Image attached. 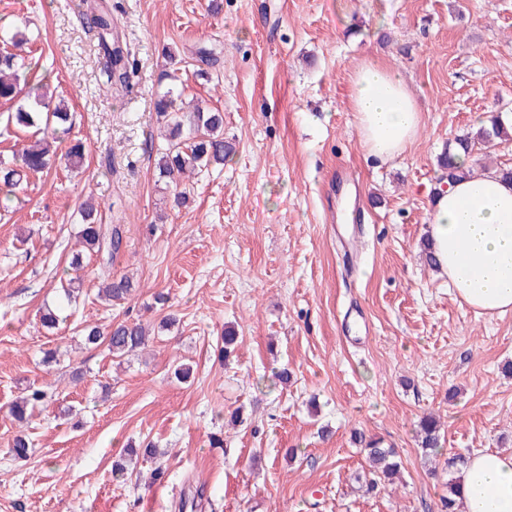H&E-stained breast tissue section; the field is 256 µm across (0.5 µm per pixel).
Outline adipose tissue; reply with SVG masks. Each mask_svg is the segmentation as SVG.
I'll use <instances>...</instances> for the list:
<instances>
[{
    "instance_id": "obj_1",
    "label": "adipose tissue",
    "mask_w": 512,
    "mask_h": 512,
    "mask_svg": "<svg viewBox=\"0 0 512 512\" xmlns=\"http://www.w3.org/2000/svg\"><path fill=\"white\" fill-rule=\"evenodd\" d=\"M349 102L362 142L382 160L403 152L421 123L406 83L384 62L350 77ZM431 242L461 303L481 314L512 310V181L484 170L448 185L434 200ZM459 512H512V455L479 452L461 472Z\"/></svg>"
}]
</instances>
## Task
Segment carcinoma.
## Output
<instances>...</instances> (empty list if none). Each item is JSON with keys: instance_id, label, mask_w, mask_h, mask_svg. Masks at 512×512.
Segmentation results:
<instances>
[{"instance_id": "1", "label": "carcinoma", "mask_w": 512, "mask_h": 512, "mask_svg": "<svg viewBox=\"0 0 512 512\" xmlns=\"http://www.w3.org/2000/svg\"><path fill=\"white\" fill-rule=\"evenodd\" d=\"M86 24L98 31L99 49L103 59L101 74L104 84L125 85L128 82L127 65L123 49L112 34V10L106 8L86 15ZM23 59L17 55L0 53V100H13L20 93L18 81L20 71L25 69ZM174 88H169L160 95L154 104L157 116L169 128V138L157 162L159 176L175 179L186 171L222 165L235 153L233 143L224 139V115L208 108L198 107L192 112H183L175 108L173 99ZM55 124L51 138H42L8 164L0 161V191L13 194L22 189L29 175L43 173L50 169L55 161L74 169L81 166L84 159V145L76 142L64 153L59 154L51 149V143L62 139L69 133L72 125L71 112L64 101L54 104L46 99V95L34 93L28 101L16 108L11 114V122L21 128L38 125L41 116ZM504 123L499 117L491 119L490 126L474 135H463L455 139L454 145L448 147L440 158V167L445 170V177L453 182L470 173L458 163V156L466 157L474 154L476 147L493 138L506 137ZM82 223L77 237L82 249L73 254L70 268L74 272L83 269V252L90 254L107 253L113 259L122 243V230L119 224H103L100 222L98 209L90 204L80 208ZM135 284L127 276L103 278L101 296L109 302H121L133 292ZM147 328L137 320L120 321L110 324L104 329L94 326L85 330V343L95 347L105 346L114 357H122L136 351L145 344ZM45 393L39 389L15 401L9 408L13 420L24 422L31 416L35 405L42 401ZM421 447L425 451L438 453L441 448L440 431L436 420L424 417L420 420ZM366 456L371 463L373 479L371 485L389 479L395 475L400 463L395 459L391 448L381 446L377 440H370L365 446Z\"/></svg>"}]
</instances>
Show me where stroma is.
<instances>
[{
	"label": "stroma",
	"instance_id": "stroma-1",
	"mask_svg": "<svg viewBox=\"0 0 512 512\" xmlns=\"http://www.w3.org/2000/svg\"><path fill=\"white\" fill-rule=\"evenodd\" d=\"M101 4L129 60L114 94L78 20ZM17 32L86 152L0 208V512H192L196 497L203 512H442L448 471L422 452L421 417L439 419L446 455L512 454V311L461 306L422 255L441 154L476 117L512 122V0H0V42ZM167 47L183 99L223 112L236 148L186 178L182 206L157 169ZM370 59L422 115L386 162L348 102ZM87 200L123 226L122 246L109 263L86 255L49 330L40 310L68 278ZM106 263L136 282L122 305L97 297ZM138 319L152 328L139 355L82 342L85 326ZM35 389L30 422L9 419ZM369 438L395 449L394 484L370 487Z\"/></svg>",
	"mask_w": 512,
	"mask_h": 512
}]
</instances>
